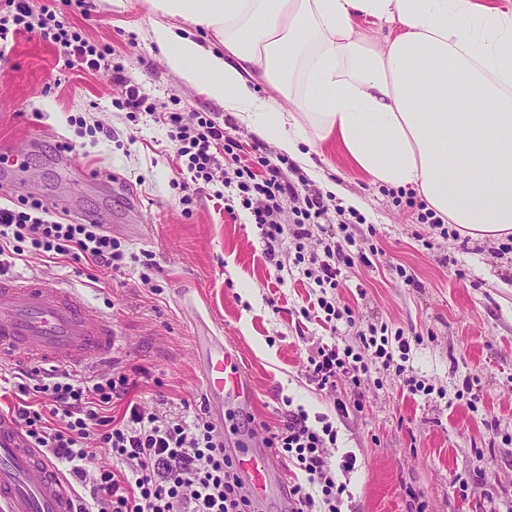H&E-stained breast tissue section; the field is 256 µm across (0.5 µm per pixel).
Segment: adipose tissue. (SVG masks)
I'll list each match as a JSON object with an SVG mask.
<instances>
[{
  "label": "adipose tissue",
  "mask_w": 512,
  "mask_h": 512,
  "mask_svg": "<svg viewBox=\"0 0 512 512\" xmlns=\"http://www.w3.org/2000/svg\"><path fill=\"white\" fill-rule=\"evenodd\" d=\"M145 5L159 18L153 35L167 66L288 156L312 166L301 149L312 128L374 183L415 188L461 233L512 235L511 12L478 0ZM365 17L393 25L384 46L360 33ZM256 73L294 108L258 97Z\"/></svg>",
  "instance_id": "adipose-tissue-1"
}]
</instances>
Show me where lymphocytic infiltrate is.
Masks as SVG:
<instances>
[{
  "instance_id": "obj_1",
  "label": "lymphocytic infiltrate",
  "mask_w": 512,
  "mask_h": 512,
  "mask_svg": "<svg viewBox=\"0 0 512 512\" xmlns=\"http://www.w3.org/2000/svg\"><path fill=\"white\" fill-rule=\"evenodd\" d=\"M5 2L11 11L0 16V55L9 36L21 31L53 40L61 46L66 67L112 72L122 88V106L134 112L150 111L146 95L128 85L122 64L114 61L110 50L90 45L79 33L69 31L54 12L36 6L35 0ZM165 123L193 180L214 185L215 199H239L260 229L268 255H275L277 247L289 239L297 263H304L311 230L328 214L321 193L310 191L307 176L278 156L242 163L236 139L209 115H197L191 132L181 113H168ZM287 200L294 204V220L289 224L281 221ZM353 244L349 236L328 237L316 271H305V278L322 289L337 288L342 267L352 262ZM33 253L47 264L87 260L112 276L125 273L122 244L106 234L102 225L53 220L36 199L22 201L17 208L1 207L0 271ZM310 363V378L322 390L335 388L341 377L360 385L369 372L368 364L348 347H319ZM133 386L129 375L116 367L89 383L55 369L40 375L33 386L18 387L24 396L38 394L42 409L24 400L14 413L35 446L88 493L96 512H249L250 502L241 495L238 477L224 455V441L206 414H197L189 422L129 401L120 418L109 415L113 400L126 398ZM317 421L312 427L304 410L289 412L266 439L267 446L282 450L306 475L305 482L288 490L289 512H342L345 487L337 483L336 474L353 472L357 458L345 453L338 468H331L326 450L335 444L336 431L327 416H318ZM92 438L111 448L116 465L90 469L92 453L87 442Z\"/></svg>"
}]
</instances>
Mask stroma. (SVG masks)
Masks as SVG:
<instances>
[{
    "mask_svg": "<svg viewBox=\"0 0 512 512\" xmlns=\"http://www.w3.org/2000/svg\"><path fill=\"white\" fill-rule=\"evenodd\" d=\"M41 2L63 11L90 44L110 49L155 111L117 108L111 73L61 71L52 42L15 36L0 61V206L36 198L57 221L93 217L130 261L113 280L86 262L49 266L34 254L12 274L68 280L110 313L122 338L115 361L136 374L133 396L146 408L199 413L196 337H219L237 351L254 395L225 402L212 418L229 457L300 407L331 417V461L357 457L342 478L345 512H512V252L500 253L495 238L440 237L323 143L311 183L329 208L327 229L351 236L366 259L342 267L332 292L345 317L332 325L304 317L318 289L276 273L248 210L228 214L203 183L185 210L176 145L161 117L229 120L245 162L276 145L166 66L141 0ZM137 204L145 223L136 220ZM340 207L364 223L339 226ZM145 272L152 286L142 284ZM381 324L403 330L406 372L430 394L410 393L395 367L379 363L357 387L341 378L322 390L310 380L319 346L361 352L360 332ZM339 400L350 404L348 416H337Z\"/></svg>",
    "mask_w": 512,
    "mask_h": 512,
    "instance_id": "35a3bbf8",
    "label": "stroma"
}]
</instances>
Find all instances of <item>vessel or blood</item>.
<instances>
[{"instance_id":"b4317fda","label":"vessel or blood","mask_w":512,"mask_h":512,"mask_svg":"<svg viewBox=\"0 0 512 512\" xmlns=\"http://www.w3.org/2000/svg\"><path fill=\"white\" fill-rule=\"evenodd\" d=\"M111 320L78 289L48 280L0 274V354L25 355L63 364L76 374L101 370L120 348ZM207 405L250 398L251 387L238 356L210 338L196 341ZM254 501L266 494L279 468L275 457L257 451L239 458ZM0 512H78L69 479L32 447L19 421L0 411Z\"/></svg>"}]
</instances>
